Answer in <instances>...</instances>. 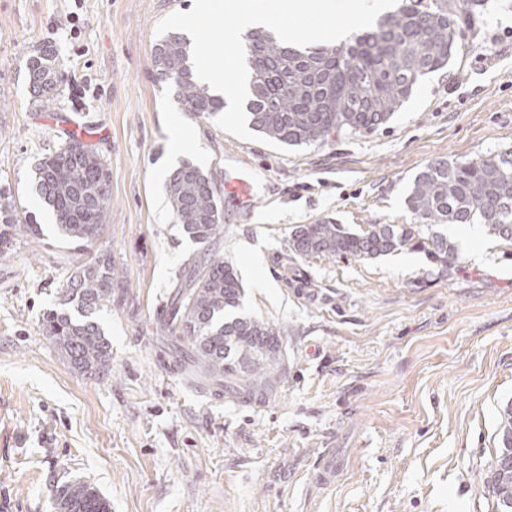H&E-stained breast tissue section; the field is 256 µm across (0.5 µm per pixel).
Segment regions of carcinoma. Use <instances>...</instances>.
Returning <instances> with one entry per match:
<instances>
[{"mask_svg":"<svg viewBox=\"0 0 512 512\" xmlns=\"http://www.w3.org/2000/svg\"><path fill=\"white\" fill-rule=\"evenodd\" d=\"M482 0H401L399 9L348 45L294 48L256 30L246 37L249 125L287 146L322 144L334 133L363 134L388 123L424 76L448 66L466 40L468 21ZM34 98L50 105L57 91L55 54L28 59ZM156 79L172 85L185 111L208 118L224 111V98L194 80L190 47L171 32L155 45ZM39 198L55 215L58 232L78 251L88 250L111 207L110 173L100 156L72 136L36 167ZM167 195L176 223L206 245L224 233L216 187L203 171L184 162L171 174ZM406 204L412 224H370L353 229L327 220L304 224L289 247L302 258L372 259L420 249L452 266L455 243L434 230L447 224H483L512 242V151L476 160H433L415 176ZM38 235L37 224L0 226V244L17 228ZM61 309L43 313L41 326L75 368L105 372L110 343L95 314L124 295L123 281L104 254L77 267L61 285ZM244 291L234 267L205 254L196 260L171 304L168 325L188 343L184 373L224 395L263 401L281 380L286 329L243 312ZM502 453L485 482L504 507L512 504V476L504 460L512 449V405L499 422ZM57 512H111L108 499L79 479L56 487Z\"/></svg>","mask_w":512,"mask_h":512,"instance_id":"carcinoma-1","label":"carcinoma"}]
</instances>
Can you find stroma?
I'll return each instance as SVG.
<instances>
[{
	"label": "stroma",
	"instance_id": "1",
	"mask_svg": "<svg viewBox=\"0 0 512 512\" xmlns=\"http://www.w3.org/2000/svg\"><path fill=\"white\" fill-rule=\"evenodd\" d=\"M194 0H0V512H56L68 479L112 512H494L485 475L512 403V244L481 225L444 232L460 259L420 251L304 259L301 224H407L415 175L435 159L512 149V0H485L465 47L379 129L283 154L183 111L152 73L157 23ZM59 63L52 110L26 62ZM179 124L187 149L172 148ZM111 175L112 205L91 252L54 230L35 191L47 149L69 135ZM219 187L224 233L209 247L176 224L167 179L182 162ZM249 170L242 212L225 177ZM40 235L23 228L29 218ZM231 263L246 313L284 326V379L255 403L186 382L165 335L168 308L202 252ZM107 254L125 296L97 313L109 368L75 370L44 335L62 281ZM342 464L316 487L324 451Z\"/></svg>",
	"mask_w": 512,
	"mask_h": 512
}]
</instances>
